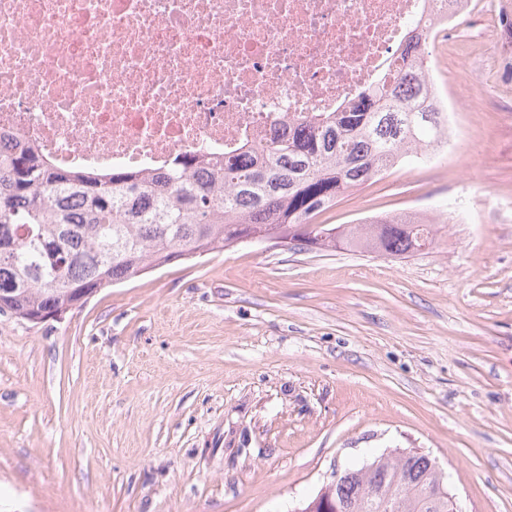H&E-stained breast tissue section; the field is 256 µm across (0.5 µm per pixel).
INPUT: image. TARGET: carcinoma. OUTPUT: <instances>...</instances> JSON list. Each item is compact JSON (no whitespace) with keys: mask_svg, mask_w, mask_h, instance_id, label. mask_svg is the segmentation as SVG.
Masks as SVG:
<instances>
[{"mask_svg":"<svg viewBox=\"0 0 512 512\" xmlns=\"http://www.w3.org/2000/svg\"><path fill=\"white\" fill-rule=\"evenodd\" d=\"M427 29L404 38L401 65L340 112L316 114L262 147L244 139L222 158L172 159L165 169L61 170L15 138L0 154V297L17 313L61 308L72 288H106L181 259L233 247L245 236L280 238L301 250L341 241L392 256L429 247L437 233L409 215L321 229L314 217L347 191L441 141ZM382 495L365 499L362 485ZM428 456L386 459L370 475L352 469L336 487L346 512H448L417 487L438 484Z\"/></svg>","mask_w":512,"mask_h":512,"instance_id":"carcinoma-1","label":"carcinoma"}]
</instances>
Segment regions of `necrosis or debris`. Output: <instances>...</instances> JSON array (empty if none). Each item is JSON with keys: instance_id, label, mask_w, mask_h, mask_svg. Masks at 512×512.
Wrapping results in <instances>:
<instances>
[{"instance_id": "necrosis-or-debris-1", "label": "necrosis or debris", "mask_w": 512, "mask_h": 512, "mask_svg": "<svg viewBox=\"0 0 512 512\" xmlns=\"http://www.w3.org/2000/svg\"><path fill=\"white\" fill-rule=\"evenodd\" d=\"M451 0H0V132L62 168H161L288 135Z\"/></svg>"}]
</instances>
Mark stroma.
Wrapping results in <instances>:
<instances>
[{
  "mask_svg": "<svg viewBox=\"0 0 512 512\" xmlns=\"http://www.w3.org/2000/svg\"><path fill=\"white\" fill-rule=\"evenodd\" d=\"M433 52L441 163L399 166L318 224L433 205L404 258L245 242L96 292L40 324L0 315V512H293L395 450L460 512H512V0H470Z\"/></svg>",
  "mask_w": 512,
  "mask_h": 512,
  "instance_id": "stroma-1",
  "label": "stroma"
}]
</instances>
